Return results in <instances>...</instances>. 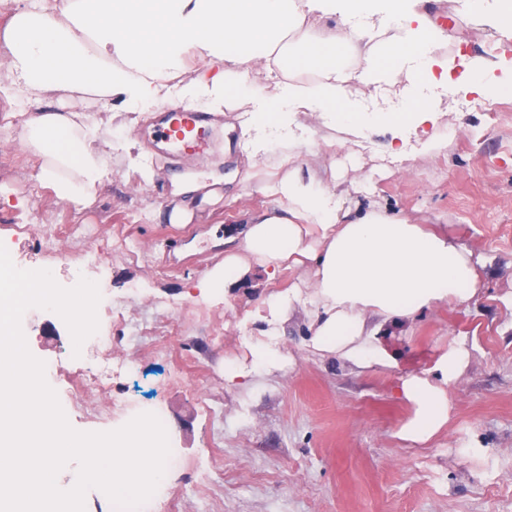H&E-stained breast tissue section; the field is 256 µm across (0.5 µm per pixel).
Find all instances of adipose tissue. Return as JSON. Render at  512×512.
<instances>
[{"mask_svg": "<svg viewBox=\"0 0 512 512\" xmlns=\"http://www.w3.org/2000/svg\"><path fill=\"white\" fill-rule=\"evenodd\" d=\"M424 0H21L5 31L0 95L23 84L32 101L25 109L22 145L38 161L36 178L60 201L82 210L97 200L112 152H122L143 181L153 169L136 155L132 137L141 105L172 99L204 112H239L240 140L248 158L267 154L262 116L289 129L299 113L318 114L337 133L329 144L361 145L372 113L361 110L365 93L397 98L391 161L408 157V141L442 153L447 134L442 111L423 85L453 94L483 95L512 88L505 52L476 57L440 53L446 36L423 8ZM470 16L500 34L512 33V0H469ZM317 75L313 85L297 71ZM273 75L255 85L252 75ZM65 89L107 98L121 119L122 135L103 138L83 112L46 104L48 92ZM303 138L281 140L275 168L257 173H183L175 187L182 201L169 220L190 223L197 192L243 180L270 198L249 214L242 237H227L224 260L200 281L203 291L244 285L252 270L275 277L306 268L312 288L292 285L273 293L259 318L264 339L249 346L250 366L226 365L224 379L239 383L252 370L281 360L279 326L296 306L309 309L307 347L333 355L358 371L389 368L396 361L388 337L440 302L459 306L479 295L482 283L472 253L443 234L411 224L374 202H356L336 182L334 164L314 171L302 162ZM470 350L451 341L418 372L402 377L399 393L413 414L396 432L399 440L425 446L447 424L448 388L465 371Z\"/></svg>", "mask_w": 512, "mask_h": 512, "instance_id": "ef3b65f1", "label": "adipose tissue"}]
</instances>
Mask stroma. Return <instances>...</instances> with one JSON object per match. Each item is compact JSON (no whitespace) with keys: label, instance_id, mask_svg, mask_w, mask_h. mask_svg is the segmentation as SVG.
<instances>
[{"label":"stroma","instance_id":"stroma-1","mask_svg":"<svg viewBox=\"0 0 512 512\" xmlns=\"http://www.w3.org/2000/svg\"><path fill=\"white\" fill-rule=\"evenodd\" d=\"M427 7L446 26L445 51L480 55L497 40L467 17L466 0H427ZM481 101L478 109L468 98L451 99L443 154L391 162L390 128L382 123L356 161L336 159L345 185L368 183L384 210L446 231L471 251L483 282L476 302L427 308L389 341L398 368L362 373L309 351L307 310L296 307L281 329V365L245 386L225 384V365L249 364L244 341L264 334L256 316L264 300L309 275L258 273L223 300L188 293L223 261L214 241L237 234L244 211L270 206L250 184L234 185L218 203L201 202L192 224L168 220L177 202L173 172L247 167L237 113L225 114L228 132L203 152L183 156L154 138L174 104L150 106L135 135L154 181L143 183L113 155L96 203L80 212L36 182L20 124L8 130L0 196L26 203H0V240L30 265L53 266L61 285L69 261L92 250L94 278L114 302L98 310L99 327L114 338L113 362L135 370L114 374L106 390L86 386L83 398L102 411L123 399L164 412L182 459L172 505L157 512H512V89ZM48 224H90L94 237L65 233L48 244ZM23 331L35 357L58 363L65 377L80 376L57 314L30 312ZM457 337L471 357L448 389V424L427 447L406 445L395 433L413 409L397 391L399 378L429 366Z\"/></svg>","mask_w":512,"mask_h":512}]
</instances>
